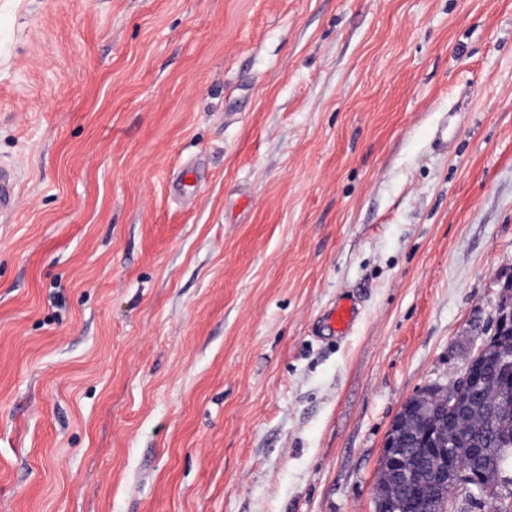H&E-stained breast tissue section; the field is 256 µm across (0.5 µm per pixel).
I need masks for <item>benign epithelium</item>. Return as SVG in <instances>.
Segmentation results:
<instances>
[{"label": "benign epithelium", "mask_w": 512, "mask_h": 512, "mask_svg": "<svg viewBox=\"0 0 512 512\" xmlns=\"http://www.w3.org/2000/svg\"><path fill=\"white\" fill-rule=\"evenodd\" d=\"M500 364L512 365V342L501 335L496 340ZM413 410L418 421H425L442 409L452 406L459 415L466 413L464 404L453 388L433 384L404 402ZM414 445L401 447L402 432L389 428L381 454L380 473L382 486L374 493V512H386L399 506L402 492L411 489L424 512H440L444 502L443 490L452 482L467 497L481 502L494 501L505 495L509 488L506 462L512 450L496 448L489 452L484 448L469 449L470 455L485 460L479 469L460 465L454 457L448 440L442 436L412 432Z\"/></svg>", "instance_id": "7a95c632"}]
</instances>
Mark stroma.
<instances>
[{
	"label": "stroma",
	"mask_w": 512,
	"mask_h": 512,
	"mask_svg": "<svg viewBox=\"0 0 512 512\" xmlns=\"http://www.w3.org/2000/svg\"><path fill=\"white\" fill-rule=\"evenodd\" d=\"M0 163V512H374L512 278V0H0ZM16 205V182L13 172L0 166V214L10 212ZM358 318L357 308L352 303H342L330 313L329 320L338 335L349 333Z\"/></svg>",
	"instance_id": "stroma-1"
}]
</instances>
